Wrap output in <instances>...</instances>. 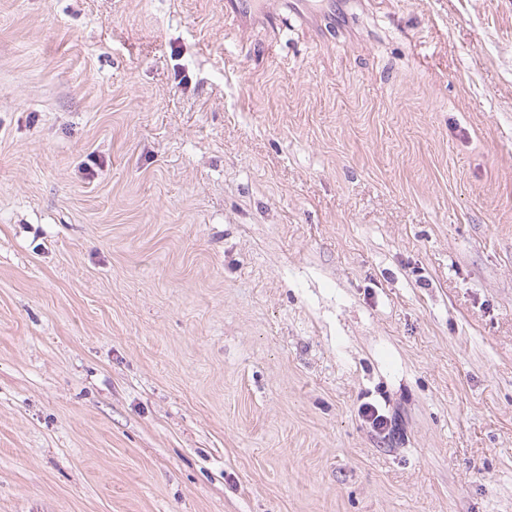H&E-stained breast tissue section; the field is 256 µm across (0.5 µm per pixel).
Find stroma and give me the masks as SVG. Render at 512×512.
Listing matches in <instances>:
<instances>
[{"instance_id":"stroma-1","label":"stroma","mask_w":512,"mask_h":512,"mask_svg":"<svg viewBox=\"0 0 512 512\" xmlns=\"http://www.w3.org/2000/svg\"><path fill=\"white\" fill-rule=\"evenodd\" d=\"M335 2L0 0V512H512V0ZM225 8L244 22L263 21L271 25L276 21V12L267 0H226Z\"/></svg>"}]
</instances>
